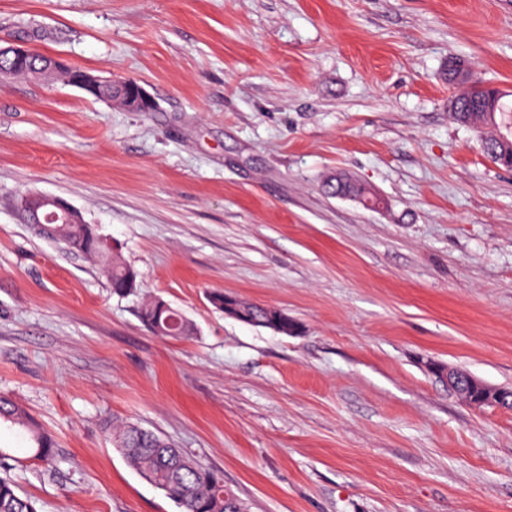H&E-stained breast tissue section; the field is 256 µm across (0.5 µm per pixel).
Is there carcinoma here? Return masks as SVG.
Masks as SVG:
<instances>
[{"label":"carcinoma","instance_id":"cac0c4a2","mask_svg":"<svg viewBox=\"0 0 512 512\" xmlns=\"http://www.w3.org/2000/svg\"><path fill=\"white\" fill-rule=\"evenodd\" d=\"M43 56L37 54L26 67H17L5 57L0 58V78L18 75L45 77ZM488 95L478 82L469 90L454 93L459 109L456 120L477 128L493 127L496 133L484 142L493 144L501 135V128L512 126V104L497 99L492 113L485 114L481 103ZM47 239L64 244L68 249L98 259L114 294L124 296L132 290L138 278L137 271L121 262L112 252L110 242L89 224H51L41 230ZM238 316L264 325L282 326L287 312L276 307L238 300ZM140 317L154 332L180 338L192 332V324L182 313L159 298L146 301L140 308ZM21 431L31 444L34 456L42 461L56 458L57 444L29 414L12 398L0 393V426ZM115 447L128 464L148 482L162 489L181 508L182 512H236L238 507L224 500L222 472L206 467L174 447L164 438L134 424L106 423ZM0 512H36L33 502L20 496L14 482L0 476Z\"/></svg>","mask_w":512,"mask_h":512}]
</instances>
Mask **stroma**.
Returning <instances> with one entry per match:
<instances>
[{
	"label": "stroma",
	"instance_id": "obj_1",
	"mask_svg": "<svg viewBox=\"0 0 512 512\" xmlns=\"http://www.w3.org/2000/svg\"><path fill=\"white\" fill-rule=\"evenodd\" d=\"M10 43L154 103L0 79V392L58 457L13 429L0 448L37 512H179L113 418L223 470L247 512H512V411L423 365L512 387V169L448 109L452 58L512 93V0H0ZM25 192L78 209L134 292L24 223ZM149 296L191 335L151 331ZM238 309V316L241 319L264 325L282 327L283 316L289 318L288 313L281 311L279 308L250 302L240 298H238ZM21 431L32 445L34 456L42 461H53L56 458L57 444L25 409L9 396L0 393V427Z\"/></svg>",
	"mask_w": 512,
	"mask_h": 512
}]
</instances>
